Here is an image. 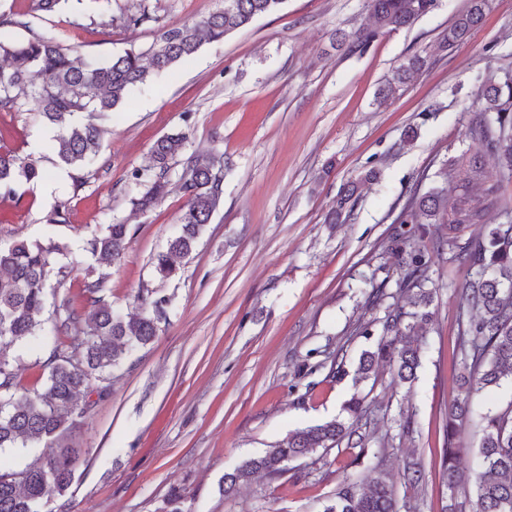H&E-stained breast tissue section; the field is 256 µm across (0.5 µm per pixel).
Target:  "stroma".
Instances as JSON below:
<instances>
[{"mask_svg": "<svg viewBox=\"0 0 512 512\" xmlns=\"http://www.w3.org/2000/svg\"><path fill=\"white\" fill-rule=\"evenodd\" d=\"M133 0H66L60 14L34 20L36 31L66 40L78 58L107 60L147 47L149 27H71L74 19L115 14ZM165 23L181 25L221 0H143ZM466 0H436L412 26L381 33L363 53L336 50L335 30L364 26L368 0H285L247 27L204 44L133 91L113 112L98 159L81 169L52 159L51 131L27 112H0V151L36 161L42 190L18 186L20 202L0 200V244L53 234L81 256L101 225L134 230L120 262L109 267L114 306L135 309L143 289L172 298L169 322L155 341L131 351L112 374L107 397L67 440L80 449L66 495L74 512H166L174 489L186 512H322L347 475L366 474V453L383 458L400 512H443L463 502L440 468L448 406L460 394L455 353L467 265L435 259L423 364L412 387L394 384L386 367L354 380L358 358L373 348L385 307H373V285L385 283L390 304L399 257L389 240L413 191L466 174L463 156L477 150L466 136L492 78L512 74V0H490L469 39L441 50L443 34ZM430 56L386 106L375 101L406 57ZM412 143H405L409 129ZM188 149L224 157L223 195L195 251L176 278L160 281L150 260L175 232L185 198L171 192L153 210H135L131 171L149 168L150 148L173 130ZM377 177L364 181L368 170ZM360 180L342 223L325 217L344 184ZM65 204L69 221L46 228ZM370 335H361V327ZM344 368H337V354ZM364 396L376 418L360 428L363 447L341 442L290 462L281 477L256 475L224 494V475L265 454L290 431L343 414ZM512 402V381L484 392L463 434L461 467L476 465L481 415ZM414 413L413 431L401 416ZM425 479L405 483L406 460Z\"/></svg>", "mask_w": 512, "mask_h": 512, "instance_id": "obj_1", "label": "stroma"}]
</instances>
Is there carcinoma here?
Returning <instances> with one entry per match:
<instances>
[{
    "instance_id": "obj_1",
    "label": "carcinoma",
    "mask_w": 512,
    "mask_h": 512,
    "mask_svg": "<svg viewBox=\"0 0 512 512\" xmlns=\"http://www.w3.org/2000/svg\"><path fill=\"white\" fill-rule=\"evenodd\" d=\"M64 0H30L26 9L0 15V30L27 31L23 39H0V112H34L54 131L53 152L58 165L82 168L101 151L108 117L135 89L176 62L194 56L205 43L218 42L254 19L277 11L284 0H224L208 15L180 26L163 23L148 10L122 9L117 15L90 17L102 29L115 25L138 27L153 22L154 39L144 50H130L115 58L78 62L71 49L53 36L32 28L30 17L52 15ZM436 0H370V24L351 33L336 34V44L348 52H360L383 30L414 24L432 11ZM489 0H467L443 37V47L462 42L482 20ZM431 58L414 54L380 88L376 102L386 104L414 74L428 68ZM484 105L471 123L467 136L481 149L466 159L467 177L453 186L456 202L448 204V173L442 183L423 194L413 193L397 217L405 226L392 237L391 250L404 255L396 286L410 296L412 310L394 308L382 321L375 350L364 351L358 361L357 381L371 378L375 367L386 362L399 385L411 386L422 364L424 342L411 336L427 335L433 298L430 270L433 256L450 254L449 260L467 264L472 273L462 291L458 314L456 350L460 356L457 382L461 391L448 407V446L443 449L442 473L448 488L465 481L471 512H512V402L483 416V437L476 450L478 468L465 475L459 468L462 451L458 438L464 429L476 395L485 388L512 379V223L498 224L477 238L461 241L463 224H479L484 209L469 205L470 183L487 184V207L509 215L512 207L499 194V181L490 179L484 154L498 159L499 176L512 178V76L482 91ZM187 135L173 131L151 147L152 166L132 172L135 185L144 190L132 200L141 212L153 209L168 192L169 173L185 153ZM224 155H190L179 177L186 205L179 230L168 248L152 258L154 275L164 281L177 276L176 260L191 255L203 227L222 197ZM43 170L34 161H22L10 151L0 153V197L20 200L17 186L41 180ZM358 182L343 187L327 215L335 224L354 206ZM448 226V235H435L431 227ZM131 225L104 224L87 241L86 250L99 262L121 260L131 237ZM66 247L47 238H17L0 246V449L48 448L22 470L0 465V512H43L65 497L74 480L76 448L62 441L81 428L88 409L79 396L92 389L102 397L110 391L112 370L134 347L152 342L168 321L169 298L153 291L137 295L141 313L128 316L112 305L107 295L108 274L86 269L73 298L46 314L47 284L52 277H66L81 266L77 255L65 265L57 256ZM20 343L48 353L38 362L44 381L39 388L21 385L18 358L9 351ZM78 356L77 362L71 356ZM345 419L295 430L264 456L245 461L224 474V494L233 493L252 476H281L289 462L327 449L341 441L362 444L358 423L371 415L363 399L353 397L344 406ZM381 459L374 453L367 469L375 476L367 481L352 478L329 501L324 512H396V488L380 472Z\"/></svg>"
}]
</instances>
